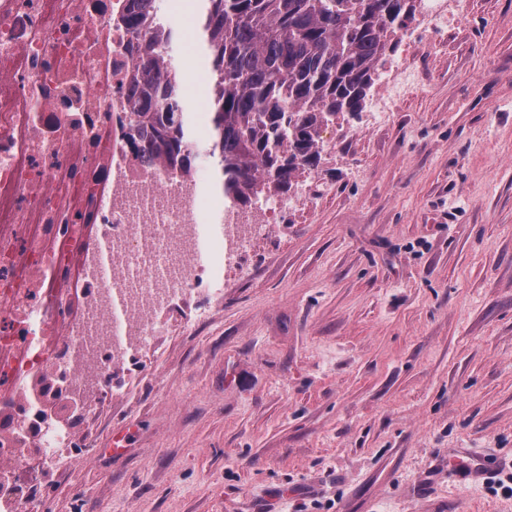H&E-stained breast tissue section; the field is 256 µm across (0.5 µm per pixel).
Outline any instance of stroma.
I'll list each match as a JSON object with an SVG mask.
<instances>
[{"mask_svg":"<svg viewBox=\"0 0 512 512\" xmlns=\"http://www.w3.org/2000/svg\"><path fill=\"white\" fill-rule=\"evenodd\" d=\"M449 9L387 51L396 111L338 121L307 209L138 355L49 512H512V0ZM397 75L400 76L399 79H396ZM413 81V77L407 68L390 66L385 78V90L376 96L371 112H375L379 116H383L385 112H394L396 103L408 92L413 85Z\"/></svg>","mask_w":512,"mask_h":512,"instance_id":"35a3bbf8","label":"stroma"}]
</instances>
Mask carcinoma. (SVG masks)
Returning <instances> with one entry per match:
<instances>
[{
  "instance_id": "obj_1",
  "label": "carcinoma",
  "mask_w": 512,
  "mask_h": 512,
  "mask_svg": "<svg viewBox=\"0 0 512 512\" xmlns=\"http://www.w3.org/2000/svg\"><path fill=\"white\" fill-rule=\"evenodd\" d=\"M156 0H130L120 21L136 33L119 121L130 151L188 177L196 127L173 60L179 32ZM418 0H202L209 158L236 207L291 190L321 170L323 128L363 111L384 62L415 20ZM56 377L25 395L40 403Z\"/></svg>"
}]
</instances>
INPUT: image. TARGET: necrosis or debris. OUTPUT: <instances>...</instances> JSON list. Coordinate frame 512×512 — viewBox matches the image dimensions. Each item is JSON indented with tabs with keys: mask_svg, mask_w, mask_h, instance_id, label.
<instances>
[{
	"mask_svg": "<svg viewBox=\"0 0 512 512\" xmlns=\"http://www.w3.org/2000/svg\"><path fill=\"white\" fill-rule=\"evenodd\" d=\"M124 5L0 0V512H47L33 491L74 435L38 424L32 378L63 372L79 390L104 354L127 365L167 334L173 298L213 286L226 255L296 205L228 206L217 230L206 173L172 176L123 146Z\"/></svg>",
	"mask_w": 512,
	"mask_h": 512,
	"instance_id": "1",
	"label": "necrosis or debris"
}]
</instances>
